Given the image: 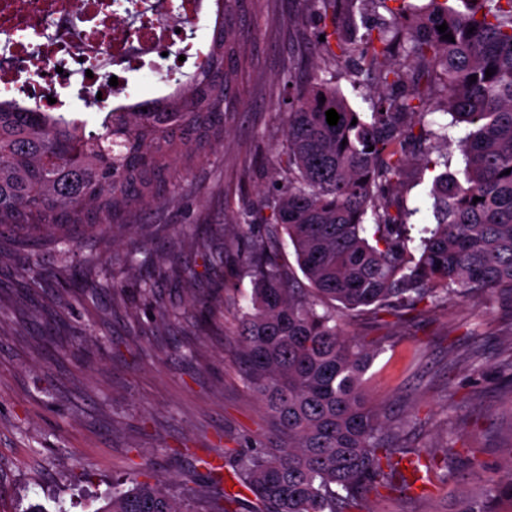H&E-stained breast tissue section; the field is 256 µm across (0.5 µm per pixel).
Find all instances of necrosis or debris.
I'll list each match as a JSON object with an SVG mask.
<instances>
[{
    "label": "necrosis or debris",
    "mask_w": 512,
    "mask_h": 512,
    "mask_svg": "<svg viewBox=\"0 0 512 512\" xmlns=\"http://www.w3.org/2000/svg\"><path fill=\"white\" fill-rule=\"evenodd\" d=\"M204 7V0H137L126 13L112 0H0V90L60 109L77 83L111 104V77L167 46L197 54L186 29Z\"/></svg>",
    "instance_id": "4bbe7bcc"
}]
</instances>
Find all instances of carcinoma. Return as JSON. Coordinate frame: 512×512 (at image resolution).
Returning a JSON list of instances; mask_svg holds the SVG:
<instances>
[{
	"label": "carcinoma",
	"instance_id": "1",
	"mask_svg": "<svg viewBox=\"0 0 512 512\" xmlns=\"http://www.w3.org/2000/svg\"><path fill=\"white\" fill-rule=\"evenodd\" d=\"M301 2L325 37L314 55L339 62L362 44L385 92L358 112L314 70L288 101L279 157L287 181L268 204L269 238L240 259L252 310L236 328L243 380L269 441L241 454L236 469L266 512H363L366 493L407 484L402 460L428 471L436 463L386 428L363 381L373 352L345 332L343 315L401 319L447 304L454 292L512 298V173L504 174L512 170V0H399L390 22L361 35L355 12L386 0ZM247 3L217 0L213 36L190 81L103 113L99 132L0 99V235L54 229L67 243L73 229L153 198L172 160L189 164L224 138L240 54L229 29ZM443 23L454 41L442 39ZM331 108L335 126L326 121ZM435 109L468 129L455 173L446 152L409 156L416 145L448 141V126L427 121ZM412 162L432 173L436 223L419 230L395 194ZM281 234L309 287L296 286L280 262L271 239ZM503 496L512 499V470L463 499L460 512H490L487 503ZM105 512L191 510L159 483L133 478L114 488Z\"/></svg>",
	"mask_w": 512,
	"mask_h": 512
}]
</instances>
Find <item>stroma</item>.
Wrapping results in <instances>:
<instances>
[{
  "instance_id": "obj_1",
  "label": "stroma",
  "mask_w": 512,
  "mask_h": 512,
  "mask_svg": "<svg viewBox=\"0 0 512 512\" xmlns=\"http://www.w3.org/2000/svg\"><path fill=\"white\" fill-rule=\"evenodd\" d=\"M317 27L300 0H251L223 143L173 162L159 198L70 244L52 233L0 238V512H102L119 476L161 483L192 512H208L227 489L238 512H263L232 468L267 433L234 334L251 308L249 278L230 273L235 224L247 208L250 238L266 234V203L285 180L289 84L318 67L360 112L381 92L359 61L298 63ZM76 268L96 292L57 288L56 276ZM371 321L345 319L350 335L384 339L366 388L403 425L404 447L447 454L448 470L432 474L428 496L368 493L364 512H458L460 495L512 467V398L498 373L512 358V300L452 294L447 308L390 319L380 335Z\"/></svg>"
}]
</instances>
